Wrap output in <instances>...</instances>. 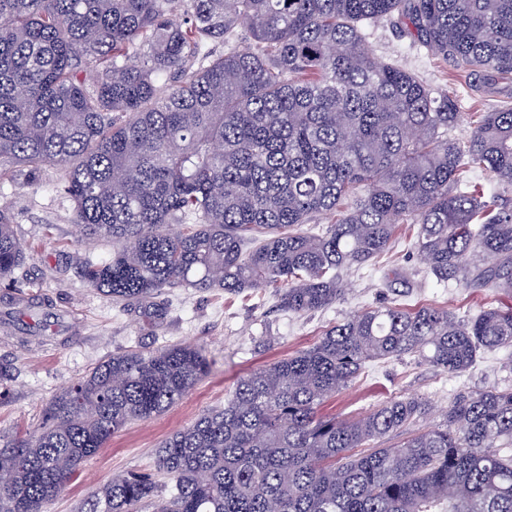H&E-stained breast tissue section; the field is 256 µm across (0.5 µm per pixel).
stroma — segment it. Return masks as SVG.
Here are the masks:
<instances>
[{"label": "stroma", "instance_id": "1", "mask_svg": "<svg viewBox=\"0 0 512 512\" xmlns=\"http://www.w3.org/2000/svg\"><path fill=\"white\" fill-rule=\"evenodd\" d=\"M360 28L378 60L413 73L434 92L457 100L461 118L450 132L457 140L469 137L479 113L512 101L508 83L498 84L486 95L471 91L450 63L432 55L413 36L398 33L391 20L365 21ZM60 177V169L49 166L28 187L0 183V203L11 207L14 230L25 245L23 270L15 286L0 285V391L6 394L0 400V436L31 429L58 393L116 352L192 344L205 348L210 369L161 416L132 422L114 435L47 512H76L112 476L153 469L160 442L204 411L223 406L239 376L312 346L336 322L392 301V292L380 283L382 270L395 269L409 279L407 304L442 307L462 319L479 313L494 299L488 291L438 285L414 247L416 226L404 224L391 251L365 267L342 273L343 295L325 309L290 314L278 307L269 290L237 297L171 288L158 296L157 303L166 312L155 317L109 301L87 287L75 262L84 244L75 226L74 204L58 187ZM34 292L51 301L39 320L12 313V296ZM511 357L506 350L483 353L472 369L458 375L415 357L373 362L326 402L324 411L354 420L395 396L422 398L429 402L430 413L426 422L410 426L414 434L424 426L441 424L458 393L511 386L512 368L507 365Z\"/></svg>", "mask_w": 512, "mask_h": 512}]
</instances>
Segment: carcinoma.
<instances>
[{"mask_svg": "<svg viewBox=\"0 0 512 512\" xmlns=\"http://www.w3.org/2000/svg\"><path fill=\"white\" fill-rule=\"evenodd\" d=\"M387 16L471 86L512 82V0H0V181L62 167L83 238L118 243L77 257L103 297L157 314L167 288H274L303 315L410 223L437 282L509 299L468 320L382 303L339 322L239 377L160 444L155 470L112 477L80 512H512V387L457 396L395 448L370 444L424 418L423 401L321 412L369 361L462 374L512 348V207L460 179L478 166L512 188V107L448 136L454 100L369 52L358 23ZM241 32L256 50L231 46ZM325 214V230L303 229ZM23 260L0 205V281ZM208 368L204 348L178 344L100 361L0 443V512H46L113 434Z\"/></svg>", "mask_w": 512, "mask_h": 512, "instance_id": "1", "label": "carcinoma"}]
</instances>
